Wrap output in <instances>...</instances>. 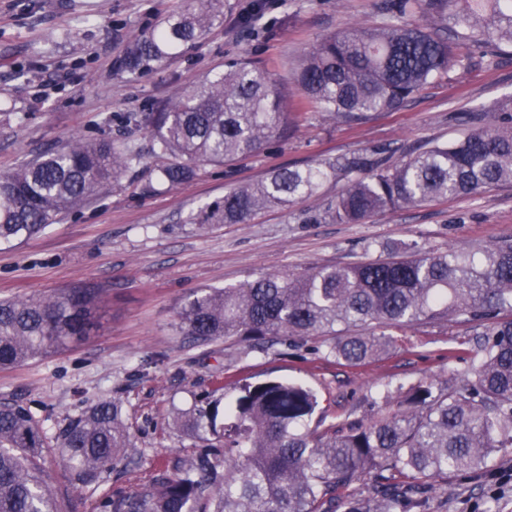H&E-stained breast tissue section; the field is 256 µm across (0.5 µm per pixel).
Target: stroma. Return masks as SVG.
Segmentation results:
<instances>
[{"instance_id":"obj_1","label":"stroma","mask_w":512,"mask_h":512,"mask_svg":"<svg viewBox=\"0 0 512 512\" xmlns=\"http://www.w3.org/2000/svg\"><path fill=\"white\" fill-rule=\"evenodd\" d=\"M262 4L260 33L245 19ZM175 0H0V174L74 136L109 139L139 151L143 163L84 208L31 240L0 246V298L51 293L91 283L102 287L101 327L70 348L0 368V400L27 408L46 433L101 401H120L132 448L96 489L71 485L58 453L43 467L61 512H101L109 492L152 467L190 456L195 442L173 422L176 412L207 397L215 380L233 391L239 380L278 377L313 390L319 410L342 424L396 410L410 388L435 390L471 376L468 359L480 323L454 320L393 331L397 351L359 367L336 362L328 336L283 339L266 350L236 340L198 344L177 327L183 303L202 288H223L275 272L296 275L336 264L387 257L395 246L469 251L512 238V186L471 198H447L389 209L363 224H308L306 215L335 197L318 195L262 212L247 224H193L197 210L267 170L305 166L327 156L403 143L450 142L464 130L454 115L481 113L512 97V47L494 63L477 60L428 85L396 112L347 124L307 113L280 147L169 187L151 171L153 137L145 117L177 91L193 88L225 63L265 64L288 100L295 58L324 35L383 22L381 0H224V17L194 49L146 72L119 70L128 44L151 31ZM140 121L125 125L128 114ZM512 512V451L492 471L449 475L416 512Z\"/></svg>"}]
</instances>
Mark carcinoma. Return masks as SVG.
I'll return each mask as SVG.
<instances>
[{
    "mask_svg": "<svg viewBox=\"0 0 512 512\" xmlns=\"http://www.w3.org/2000/svg\"><path fill=\"white\" fill-rule=\"evenodd\" d=\"M219 0L176 6L127 50L120 68L152 69L198 44L222 20ZM381 26L322 37L299 58L292 77L295 111L266 68L233 61L149 113L154 168L171 187L204 165H222L285 142L303 112L345 123L395 112L432 80L472 65L473 53L512 46V0H382ZM430 17L413 26L414 13ZM498 125L473 127L452 142L326 158L304 168L278 167L237 186L191 218L195 224H248L272 207L318 194L324 182L346 183L305 219L362 224L387 209L438 197H473L512 184V105L496 106ZM142 163L130 147L74 139L0 175V244H20ZM102 288L81 285L41 296L0 300V367L67 348L101 325ZM485 322L472 361L475 379L434 392L411 388L399 408L368 422L313 419L316 395L288 380L245 383L176 416L204 448L151 471L103 502L105 512H407L448 473L469 476L512 448V239L480 249V258L415 245L356 265L295 276L268 274L240 287L204 288L178 313V326L201 342L236 338L253 344L282 336L334 335L329 354L348 365L388 353L391 336L374 332L447 317ZM54 448L79 487L99 485L115 469L131 435L119 402L104 401L69 419L52 437L16 402L0 401V512H59L41 460ZM404 477L391 480L384 472ZM375 473L362 496L337 490Z\"/></svg>",
    "mask_w": 512,
    "mask_h": 512,
    "instance_id": "1",
    "label": "carcinoma"
}]
</instances>
